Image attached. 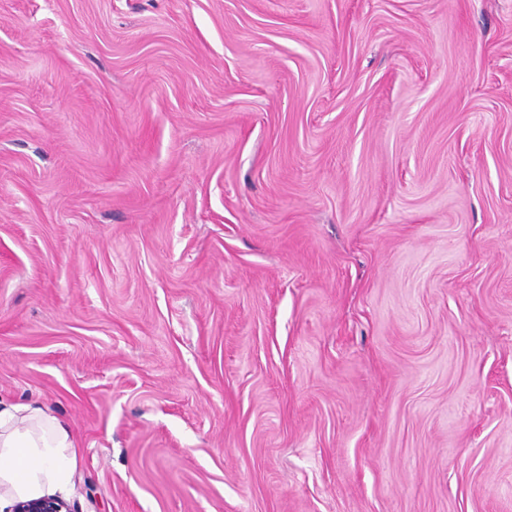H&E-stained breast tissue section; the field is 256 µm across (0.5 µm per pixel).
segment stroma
Masks as SVG:
<instances>
[{"label": "stroma", "instance_id": "35a3bbf8", "mask_svg": "<svg viewBox=\"0 0 512 512\" xmlns=\"http://www.w3.org/2000/svg\"><path fill=\"white\" fill-rule=\"evenodd\" d=\"M0 402L72 512H512V0H0Z\"/></svg>", "mask_w": 512, "mask_h": 512}]
</instances>
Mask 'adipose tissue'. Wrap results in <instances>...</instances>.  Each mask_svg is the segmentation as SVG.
Wrapping results in <instances>:
<instances>
[{
	"label": "adipose tissue",
	"instance_id": "adipose-tissue-1",
	"mask_svg": "<svg viewBox=\"0 0 512 512\" xmlns=\"http://www.w3.org/2000/svg\"><path fill=\"white\" fill-rule=\"evenodd\" d=\"M79 465L68 429L32 403L0 408V492L15 499L67 494Z\"/></svg>",
	"mask_w": 512,
	"mask_h": 512
}]
</instances>
